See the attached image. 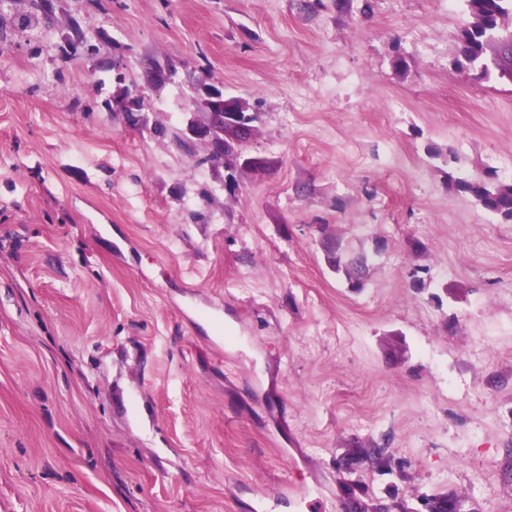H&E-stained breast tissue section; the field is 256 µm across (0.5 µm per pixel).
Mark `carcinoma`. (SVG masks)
I'll return each mask as SVG.
<instances>
[{
    "label": "carcinoma",
    "instance_id": "cac0c4a2",
    "mask_svg": "<svg viewBox=\"0 0 512 512\" xmlns=\"http://www.w3.org/2000/svg\"><path fill=\"white\" fill-rule=\"evenodd\" d=\"M39 14H30L21 19L19 28L23 31L33 29L39 22V15L51 12L52 0H32ZM473 23L463 29L459 36V53L463 60L475 65L481 63L487 54L488 43L512 36V29L505 26V18L512 15V0H467ZM239 146L224 140V150L218 153L209 150L200 163H217L236 155ZM462 190L470 193L486 210L498 214L506 220H512V184L486 182H460Z\"/></svg>",
    "mask_w": 512,
    "mask_h": 512
}]
</instances>
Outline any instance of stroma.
<instances>
[{
	"mask_svg": "<svg viewBox=\"0 0 512 512\" xmlns=\"http://www.w3.org/2000/svg\"><path fill=\"white\" fill-rule=\"evenodd\" d=\"M101 3L0 0V512H512V221L456 186L512 182V81L458 67L466 0ZM203 84L256 115L227 166L170 138Z\"/></svg>",
	"mask_w": 512,
	"mask_h": 512,
	"instance_id": "obj_1",
	"label": "stroma"
}]
</instances>
